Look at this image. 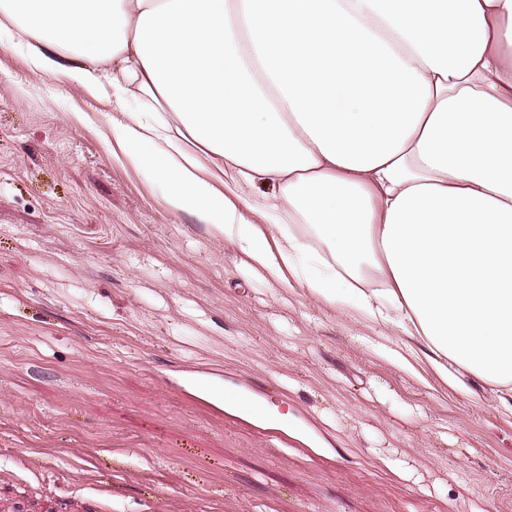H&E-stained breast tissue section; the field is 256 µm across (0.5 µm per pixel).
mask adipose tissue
<instances>
[{"label":"adipose tissue","instance_id":"adipose-tissue-1","mask_svg":"<svg viewBox=\"0 0 512 512\" xmlns=\"http://www.w3.org/2000/svg\"><path fill=\"white\" fill-rule=\"evenodd\" d=\"M32 3L0 35L108 101L171 213L512 405V0Z\"/></svg>","mask_w":512,"mask_h":512}]
</instances>
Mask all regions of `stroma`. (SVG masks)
<instances>
[{
	"mask_svg": "<svg viewBox=\"0 0 512 512\" xmlns=\"http://www.w3.org/2000/svg\"><path fill=\"white\" fill-rule=\"evenodd\" d=\"M0 38V496L33 512H512V413L255 277ZM78 112L93 121L75 120ZM264 387L305 447L201 402Z\"/></svg>",
	"mask_w": 512,
	"mask_h": 512,
	"instance_id": "obj_1",
	"label": "stroma"
}]
</instances>
